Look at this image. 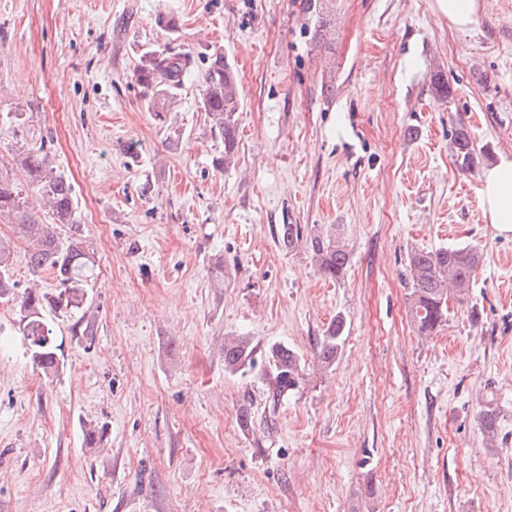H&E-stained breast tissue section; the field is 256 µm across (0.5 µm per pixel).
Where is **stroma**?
<instances>
[{
	"label": "stroma",
	"mask_w": 512,
	"mask_h": 512,
	"mask_svg": "<svg viewBox=\"0 0 512 512\" xmlns=\"http://www.w3.org/2000/svg\"><path fill=\"white\" fill-rule=\"evenodd\" d=\"M481 3L459 32L433 0H0V178L44 223L18 150L44 148L73 184L97 321L78 340L47 311L65 361L48 377L0 300V512H512V235L480 206L482 170L512 153V0ZM165 46L196 65L156 113L134 68ZM217 51L243 97L225 171L201 108ZM459 127L476 149L467 172ZM16 224L0 215L19 288L56 292ZM284 224L339 230L343 277L285 248ZM452 246L482 253L476 282L420 335L407 255ZM339 315V359L317 369ZM237 334L257 346L243 374L224 367ZM279 343L307 378L273 428H243ZM490 405L509 417L491 446L477 422ZM89 420L103 429L92 448ZM452 146L455 156L459 159L460 167L470 170L475 164V147L468 131L464 128L455 130L452 138ZM346 322L342 316H336L331 322L323 335L317 342L315 351V360L320 369H329L338 359L344 343V330Z\"/></svg>",
	"instance_id": "stroma-1"
}]
</instances>
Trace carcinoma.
I'll list each match as a JSON object with an SVG mask.
<instances>
[{"mask_svg": "<svg viewBox=\"0 0 512 512\" xmlns=\"http://www.w3.org/2000/svg\"><path fill=\"white\" fill-rule=\"evenodd\" d=\"M195 65L194 57L173 53L167 49L143 53L135 65L136 82L150 93L148 105H158L156 98H168L172 91L183 86L187 74ZM242 100L240 83L234 68L215 53L208 58L201 107L208 119L211 134L224 144V152L216 158L222 170L236 165L237 113ZM455 156L460 167L470 170L475 164V147L468 131L455 130L452 138ZM16 164L22 169L26 182L38 189L51 212V222L39 224L24 214L22 190L0 179V214H17L21 218L20 232L29 241L27 266L33 274L43 268L53 271L59 285L55 295L36 288L27 289L21 296L19 324L22 335L29 340L30 359L46 375H54L63 366L61 345L54 340L53 329L47 322L45 310L78 309L85 297V284L95 267L80 223V212L71 183L54 171L52 160L43 148L29 149L20 154ZM284 246L293 248L304 243L311 253L317 270L329 279H340L348 263V253L339 234L332 232H303L299 224H283L280 228ZM482 254L469 246L414 249L407 257V279L410 288L411 313L419 332L431 333L448 319V300L453 297L462 303L469 296L475 272ZM14 257L10 245L0 241V299L14 295ZM346 322L340 315L331 322L317 342L315 360L321 369L336 364L344 343ZM71 336L93 339L96 335L95 317L83 311L70 326ZM257 346L243 334L224 340V367L240 372L255 366ZM305 364L300 355L284 344H274L267 352V411L262 421L275 423L279 407L290 392L305 381ZM481 433L494 443L504 421L500 410L487 408L478 416Z\"/></svg>", "mask_w": 512, "mask_h": 512, "instance_id": "1", "label": "carcinoma"}]
</instances>
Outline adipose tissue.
I'll return each instance as SVG.
<instances>
[{
	"label": "adipose tissue",
	"instance_id": "1",
	"mask_svg": "<svg viewBox=\"0 0 512 512\" xmlns=\"http://www.w3.org/2000/svg\"><path fill=\"white\" fill-rule=\"evenodd\" d=\"M481 208L488 223L498 233H512V155H500L498 161L482 173Z\"/></svg>",
	"mask_w": 512,
	"mask_h": 512
}]
</instances>
